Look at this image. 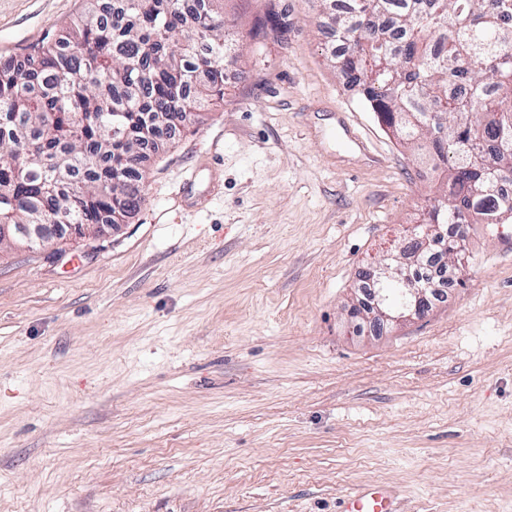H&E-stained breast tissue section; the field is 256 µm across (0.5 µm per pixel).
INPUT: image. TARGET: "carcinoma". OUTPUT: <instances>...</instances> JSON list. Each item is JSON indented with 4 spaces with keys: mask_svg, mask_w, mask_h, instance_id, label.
I'll return each instance as SVG.
<instances>
[{
    "mask_svg": "<svg viewBox=\"0 0 512 512\" xmlns=\"http://www.w3.org/2000/svg\"><path fill=\"white\" fill-rule=\"evenodd\" d=\"M112 0V18H78L29 66L0 61V224H119L145 193L137 165L144 129L192 123L224 98L220 0ZM345 53L330 56L359 86L360 102L401 143L446 165L409 258L448 256L445 224L512 223V0H321ZM120 133L112 135V125ZM380 289L398 307L396 280Z\"/></svg>",
    "mask_w": 512,
    "mask_h": 512,
    "instance_id": "obj_1",
    "label": "carcinoma"
}]
</instances>
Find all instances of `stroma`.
Returning a JSON list of instances; mask_svg holds the SVG:
<instances>
[{"label": "stroma", "mask_w": 512, "mask_h": 512, "mask_svg": "<svg viewBox=\"0 0 512 512\" xmlns=\"http://www.w3.org/2000/svg\"><path fill=\"white\" fill-rule=\"evenodd\" d=\"M224 101L113 232L0 250V512H512V224L426 316L357 333L364 265L446 181L345 93L318 0H223ZM86 0H0L27 59ZM198 182L181 184L189 171ZM339 512H393L391 495L380 487H365L344 498Z\"/></svg>", "instance_id": "1"}]
</instances>
